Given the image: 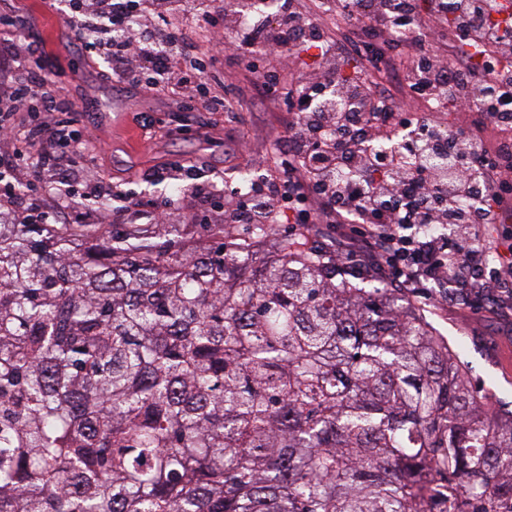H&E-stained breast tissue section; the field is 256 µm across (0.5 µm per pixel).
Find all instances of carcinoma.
<instances>
[{
    "label": "carcinoma",
    "mask_w": 512,
    "mask_h": 512,
    "mask_svg": "<svg viewBox=\"0 0 512 512\" xmlns=\"http://www.w3.org/2000/svg\"><path fill=\"white\" fill-rule=\"evenodd\" d=\"M0 222V512H512V410L260 224Z\"/></svg>",
    "instance_id": "1"
}]
</instances>
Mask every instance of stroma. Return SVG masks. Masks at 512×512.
Wrapping results in <instances>:
<instances>
[{"instance_id": "obj_1", "label": "stroma", "mask_w": 512, "mask_h": 512, "mask_svg": "<svg viewBox=\"0 0 512 512\" xmlns=\"http://www.w3.org/2000/svg\"><path fill=\"white\" fill-rule=\"evenodd\" d=\"M80 18L63 0H0V47L14 36L7 20L25 22L24 35L37 49L36 74L47 89H65L85 137L80 164L46 175L74 187L71 223L93 225L100 201L119 192L158 208L175 203L178 224L223 223L222 189L234 187L235 171L273 168L274 142L284 137L289 117L284 101L257 107L252 73L231 53L210 56L204 30L197 36L206 67L202 96L182 101L172 91L124 85L112 77L107 48L88 49L75 37ZM214 96L226 98L231 111H207L203 101ZM180 160L204 166L216 192L194 195L182 182L156 179L164 164ZM431 294L415 298V306L469 366L472 385L492 389L496 402L512 409V318L501 309L512 304V287L488 289L477 308L453 283Z\"/></svg>"}]
</instances>
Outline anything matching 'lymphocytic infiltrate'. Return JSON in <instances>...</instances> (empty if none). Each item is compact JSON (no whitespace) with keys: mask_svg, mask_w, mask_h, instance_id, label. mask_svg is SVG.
I'll use <instances>...</instances> for the list:
<instances>
[{"mask_svg":"<svg viewBox=\"0 0 512 512\" xmlns=\"http://www.w3.org/2000/svg\"><path fill=\"white\" fill-rule=\"evenodd\" d=\"M142 0H94L88 16L98 39L112 50V76L156 90L172 89L192 98L200 92L201 76H182L181 60L196 56V23L216 25L220 16L239 13L238 0H151L153 8L174 17V24L141 26L122 36ZM499 0H430L434 19H454L460 39L512 46V25L490 24ZM279 21L270 25L261 10L233 30L228 44L246 60L263 53L269 66L252 82L264 102L277 99L287 83L282 58L298 43L321 49L328 62L371 51L383 61L385 49L375 46L378 28L419 20L420 0H340L338 11L354 34L345 39L328 35L321 15L304 14L298 0H279ZM422 79L409 83L422 98L441 99L448 82L462 86L452 98L458 112L478 111L492 123L512 117V68L491 65L475 71L467 56L451 60L421 54L414 61ZM335 70L306 79L292 95L287 125L288 148L279 175H264L247 191H235L224 209L228 224L276 225L285 219V205L298 209L300 224H348L355 236L376 249L388 277L415 293L447 282L471 267L479 246L472 230L476 221H492L512 199V140L494 151L474 143L468 127L453 135H434V125L405 112L398 98L363 83L345 89L347 106L336 104ZM408 130L403 148L376 160L364 147L382 133Z\"/></svg>","mask_w":512,"mask_h":512,"instance_id":"obj_1","label":"lymphocytic infiltrate"}]
</instances>
